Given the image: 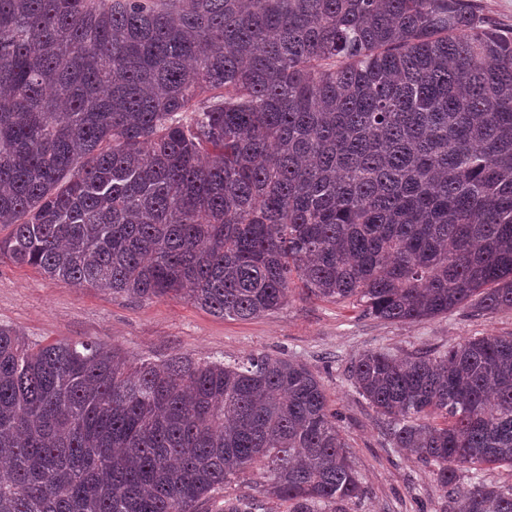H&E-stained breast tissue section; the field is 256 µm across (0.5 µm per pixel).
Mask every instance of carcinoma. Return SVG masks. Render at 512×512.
<instances>
[{"mask_svg":"<svg viewBox=\"0 0 512 512\" xmlns=\"http://www.w3.org/2000/svg\"><path fill=\"white\" fill-rule=\"evenodd\" d=\"M0 258L242 320L310 296L512 309V31L476 0H0ZM348 378L452 512H512V335ZM289 512L364 486L304 364L43 345L0 325V512ZM252 496L216 512H253Z\"/></svg>","mask_w":512,"mask_h":512,"instance_id":"obj_1","label":"carcinoma"}]
</instances>
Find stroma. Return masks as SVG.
Masks as SVG:
<instances>
[{
    "label": "stroma",
    "instance_id": "stroma-1",
    "mask_svg": "<svg viewBox=\"0 0 512 512\" xmlns=\"http://www.w3.org/2000/svg\"><path fill=\"white\" fill-rule=\"evenodd\" d=\"M0 324L45 344L115 343L134 360L160 362L179 354L201 363L232 364L257 353L294 359L320 379L361 475L365 493L347 504V512H445L448 502L431 468L407 460L387 443L376 412L355 392L346 368L368 349L400 357L439 354L471 336L512 334V310L477 315L460 309L400 324L294 288L279 311L241 320L211 315L176 298L138 301L49 280L3 259Z\"/></svg>",
    "mask_w": 512,
    "mask_h": 512
}]
</instances>
